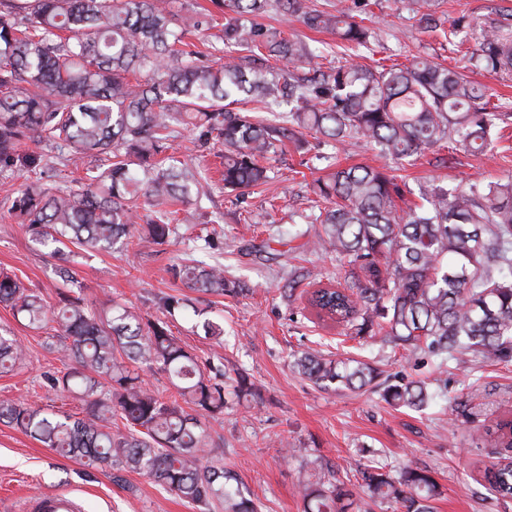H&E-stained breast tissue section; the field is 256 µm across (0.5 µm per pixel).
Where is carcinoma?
Instances as JSON below:
<instances>
[{"mask_svg":"<svg viewBox=\"0 0 512 512\" xmlns=\"http://www.w3.org/2000/svg\"><path fill=\"white\" fill-rule=\"evenodd\" d=\"M222 41L249 53L214 59L189 49L186 38L215 27L211 13L176 0H0V170L28 143L68 152L94 165L65 188L36 172L11 199L8 212L41 242L102 251L122 238L163 245L176 203L208 196L199 167L166 155L188 130L202 145L224 147V188L267 181L266 162L286 143L346 147L363 140L403 164L455 144L476 154L492 145L502 113L484 87L456 67L414 58L369 68L357 63L300 77L269 59L310 61L302 40L286 38L254 18L276 10L299 17L365 47L371 28L346 0L332 12L306 0H219ZM424 30L457 33L435 10L421 15ZM469 60L490 73L512 71V40L486 32ZM256 104L250 111L241 103ZM315 183L317 205L308 223L322 232L307 251L331 250L345 262V286L314 280L307 304L326 325L360 338L383 334L410 355L440 359L429 381L385 387L388 403L421 410L446 384L449 360L512 363V181H473L433 188L404 210L406 184L386 169L335 167ZM186 287L205 294L243 292L224 267L193 260L172 267ZM0 304L32 327L53 324L49 344L73 366L49 378L51 387L86 398L81 418L0 402V421L30 434L66 458L101 469L142 473L206 512H257L254 500L229 484L215 458L203 419L224 414L226 395H257L250 379L226 375L224 364L200 363L166 321L145 318L121 303L111 314L89 311L62 293L51 307L17 277L0 272ZM18 341L0 335V370L22 363ZM168 375L177 396L148 388L129 364ZM302 376L322 388L362 391L377 370L320 351L295 360ZM122 426H116V423ZM492 448H512V416L476 430ZM358 490L333 472L301 485L303 512H355L366 496L395 512H433L440 485L427 471L399 477L359 463ZM498 499H512V467L487 473Z\"/></svg>","mask_w":512,"mask_h":512,"instance_id":"obj_1","label":"carcinoma"}]
</instances>
